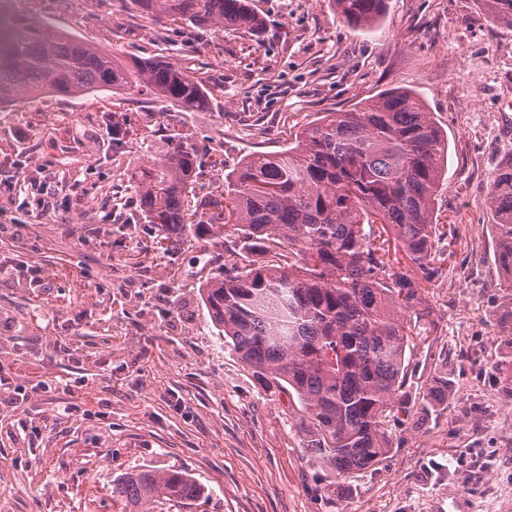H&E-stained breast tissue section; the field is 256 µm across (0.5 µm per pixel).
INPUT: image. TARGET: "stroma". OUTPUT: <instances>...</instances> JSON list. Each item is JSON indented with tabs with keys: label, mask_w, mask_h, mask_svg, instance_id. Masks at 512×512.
<instances>
[{
	"label": "stroma",
	"mask_w": 512,
	"mask_h": 512,
	"mask_svg": "<svg viewBox=\"0 0 512 512\" xmlns=\"http://www.w3.org/2000/svg\"><path fill=\"white\" fill-rule=\"evenodd\" d=\"M261 33L155 21L126 0H10L12 11L124 57L192 69L210 109L150 95L42 96L0 108V512H130L112 482L182 470L205 497L157 512H512V398L496 381L512 334L487 184L512 150V28L475 0H386L370 30L333 0H251ZM409 89L448 135L436 202L453 258L425 285L406 352L409 414L372 469L328 478L304 451L306 420L266 394L217 336L200 285L235 238L166 249L139 182L171 141L193 144L191 210L246 156L281 151L328 112ZM128 134L112 146V124ZM447 375L452 394L424 393Z\"/></svg>",
	"instance_id": "stroma-1"
}]
</instances>
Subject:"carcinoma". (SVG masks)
Returning <instances> with one entry per match:
<instances>
[{"instance_id": "cac0c4a2", "label": "carcinoma", "mask_w": 512, "mask_h": 512, "mask_svg": "<svg viewBox=\"0 0 512 512\" xmlns=\"http://www.w3.org/2000/svg\"><path fill=\"white\" fill-rule=\"evenodd\" d=\"M340 18L371 29L385 0H335ZM512 28V0H477ZM154 19L218 31H259L250 0H129ZM146 91L185 112L211 93L191 71L161 56L126 59L23 16L0 32V104L23 94L81 96ZM448 135L411 90H391L348 112H330L288 147L254 153L224 177L222 213L196 223L185 208L199 177L196 148L180 143L153 158L139 186L146 223L178 242L235 236L257 259L224 268L201 285V300L224 346L264 392L297 398L309 412L307 455L333 477L376 466L389 451V423L407 413L405 354L424 285L448 262L454 225L438 224L434 201ZM496 216L492 247L503 287L512 288V151L488 184ZM288 244V267L279 263ZM433 403L448 400V377L433 379ZM205 496L180 470L130 471L112 497L133 512Z\"/></svg>"}]
</instances>
